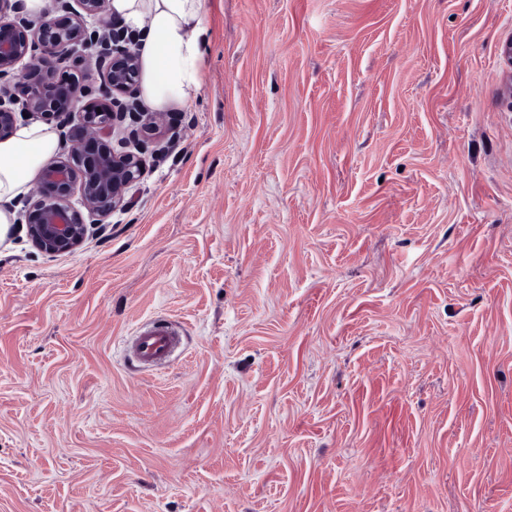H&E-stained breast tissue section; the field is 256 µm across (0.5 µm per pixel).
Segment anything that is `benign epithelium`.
<instances>
[{"label":"benign epithelium","instance_id":"benign-epithelium-1","mask_svg":"<svg viewBox=\"0 0 512 512\" xmlns=\"http://www.w3.org/2000/svg\"><path fill=\"white\" fill-rule=\"evenodd\" d=\"M108 0H51L31 20L15 14L12 0H0V140L14 131L17 115L62 119L70 148L39 171L25 219L41 253L56 256L81 246L90 230L102 229L112 213L127 207L130 191L145 171L143 154L171 142L175 125L161 112H143L125 97L137 95L139 59L131 41L113 31ZM99 23L90 28L88 21ZM84 56L98 95L69 75L57 76L73 49ZM127 124L138 151L117 153L107 139ZM79 198L82 210L73 206Z\"/></svg>","mask_w":512,"mask_h":512}]
</instances>
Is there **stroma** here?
Here are the masks:
<instances>
[{
  "label": "stroma",
  "mask_w": 512,
  "mask_h": 512,
  "mask_svg": "<svg viewBox=\"0 0 512 512\" xmlns=\"http://www.w3.org/2000/svg\"><path fill=\"white\" fill-rule=\"evenodd\" d=\"M208 8L132 204L0 252V512H512V0ZM177 340L169 328H151L139 333L136 339V354L147 365L168 358L176 349Z\"/></svg>",
  "instance_id": "obj_1"
}]
</instances>
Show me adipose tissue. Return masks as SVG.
<instances>
[{
	"instance_id": "1",
	"label": "adipose tissue",
	"mask_w": 512,
	"mask_h": 512,
	"mask_svg": "<svg viewBox=\"0 0 512 512\" xmlns=\"http://www.w3.org/2000/svg\"><path fill=\"white\" fill-rule=\"evenodd\" d=\"M207 0H109L112 16L140 35V93L152 111L185 105L203 80L209 44ZM60 146L56 131L21 121L0 142V247H10L22 198Z\"/></svg>"
}]
</instances>
